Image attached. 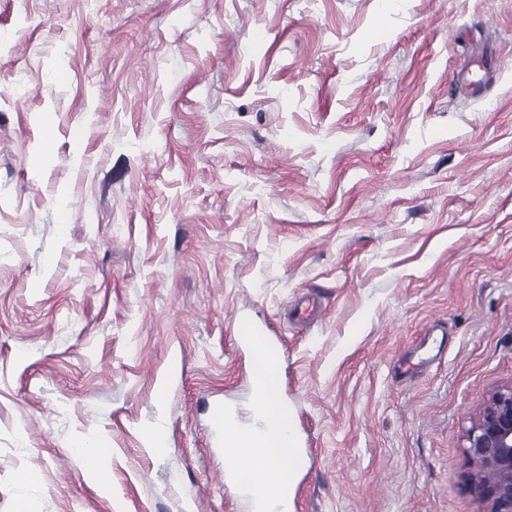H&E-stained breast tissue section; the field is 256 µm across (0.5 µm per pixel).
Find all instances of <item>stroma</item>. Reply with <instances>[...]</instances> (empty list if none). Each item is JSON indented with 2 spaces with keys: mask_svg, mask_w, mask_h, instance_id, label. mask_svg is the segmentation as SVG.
Wrapping results in <instances>:
<instances>
[{
  "mask_svg": "<svg viewBox=\"0 0 512 512\" xmlns=\"http://www.w3.org/2000/svg\"><path fill=\"white\" fill-rule=\"evenodd\" d=\"M487 45L499 75L458 93ZM245 319L297 512H482L463 435L512 380V0H0V512H254L212 444L214 405L251 420Z\"/></svg>",
  "mask_w": 512,
  "mask_h": 512,
  "instance_id": "1",
  "label": "stroma"
}]
</instances>
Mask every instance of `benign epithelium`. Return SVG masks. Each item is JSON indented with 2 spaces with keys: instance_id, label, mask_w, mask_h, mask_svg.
Segmentation results:
<instances>
[{
  "instance_id": "benign-epithelium-1",
  "label": "benign epithelium",
  "mask_w": 512,
  "mask_h": 512,
  "mask_svg": "<svg viewBox=\"0 0 512 512\" xmlns=\"http://www.w3.org/2000/svg\"><path fill=\"white\" fill-rule=\"evenodd\" d=\"M464 482L483 512H512V380L497 386L464 433Z\"/></svg>"
}]
</instances>
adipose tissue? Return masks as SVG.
<instances>
[{"label": "adipose tissue", "instance_id": "ef3b65f1", "mask_svg": "<svg viewBox=\"0 0 512 512\" xmlns=\"http://www.w3.org/2000/svg\"><path fill=\"white\" fill-rule=\"evenodd\" d=\"M259 385L254 388L252 411L266 424L262 436H254L249 427L230 423L224 427V451L236 462L239 470L250 475L253 489L274 500L285 491L280 458L286 443L279 427L284 406L276 398V370L273 361H266L260 371Z\"/></svg>", "mask_w": 512, "mask_h": 512}]
</instances>
